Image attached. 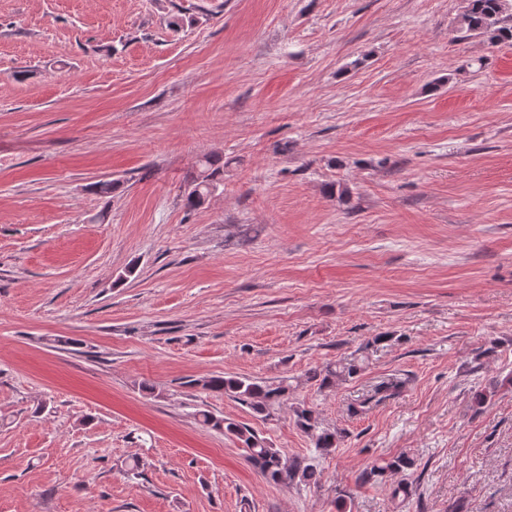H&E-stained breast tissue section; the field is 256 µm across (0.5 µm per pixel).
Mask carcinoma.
<instances>
[{
	"label": "carcinoma",
	"instance_id": "1",
	"mask_svg": "<svg viewBox=\"0 0 512 512\" xmlns=\"http://www.w3.org/2000/svg\"><path fill=\"white\" fill-rule=\"evenodd\" d=\"M510 10H512V0H468L466 9L460 17L459 26L468 33L484 37L491 45L511 42L512 26L505 25L502 21L503 14ZM223 171L224 164L221 163L220 158H205L202 169L192 176V188L186 197L187 205L194 207L204 201L211 190L216 188ZM360 370L361 367L353 361L336 365L328 364L310 372L309 379L318 382L320 390H332L340 381L355 376ZM185 385L200 386L204 390L220 392L234 401L249 406L259 414L270 413V410L280 404L288 392V387L284 385H273L257 378L234 375L190 379L185 382ZM505 386H512V373L501 379L492 380L490 390L475 392L474 413H481L492 392ZM402 389L403 380L398 377H388L350 403L347 407L348 414L352 417L362 416L382 402L397 397ZM195 416L200 423L235 437L246 449L248 461L267 481L279 483L288 480L304 486L318 484L319 473L313 464L285 459L279 449L269 446L249 426L227 421L208 410H199ZM295 417L298 427L312 437L317 452L329 455L336 451L342 441L341 433L321 427L318 414L313 407L304 404L296 408ZM413 466L414 461L405 455L378 459L360 473L359 481L387 484L392 498L400 497L405 501L412 496L411 485L406 482L390 485L388 481L393 474Z\"/></svg>",
	"mask_w": 512,
	"mask_h": 512
}]
</instances>
